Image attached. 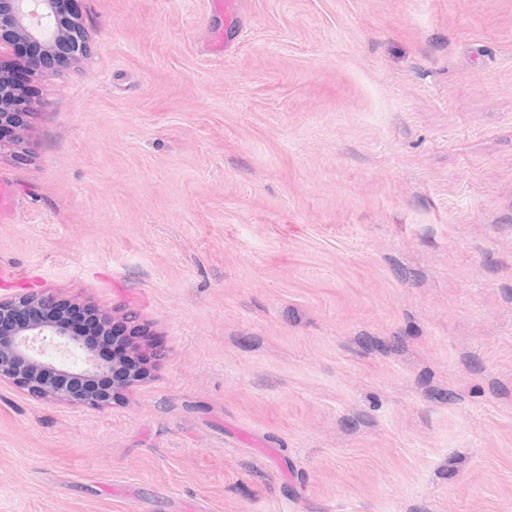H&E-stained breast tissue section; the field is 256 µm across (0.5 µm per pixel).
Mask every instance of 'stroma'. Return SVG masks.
<instances>
[{"label": "stroma", "mask_w": 512, "mask_h": 512, "mask_svg": "<svg viewBox=\"0 0 512 512\" xmlns=\"http://www.w3.org/2000/svg\"><path fill=\"white\" fill-rule=\"evenodd\" d=\"M0 298L131 313L110 407L0 382V512H512V0H79Z\"/></svg>", "instance_id": "35a3bbf8"}]
</instances>
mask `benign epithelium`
Here are the masks:
<instances>
[{"mask_svg": "<svg viewBox=\"0 0 512 512\" xmlns=\"http://www.w3.org/2000/svg\"><path fill=\"white\" fill-rule=\"evenodd\" d=\"M4 29L14 37L0 39V53L14 52L18 41L35 42L50 59L63 39L72 58L87 51L82 35L70 31L55 0H0V30ZM56 306L52 296L38 292L0 299V322L14 325L11 338L0 340V381H11L32 394L70 405H103L105 401L98 395L78 391L61 377L92 382L119 364L102 361L82 337L68 329L65 320L55 318Z\"/></svg>", "mask_w": 512, "mask_h": 512, "instance_id": "obj_1", "label": "benign epithelium"}]
</instances>
